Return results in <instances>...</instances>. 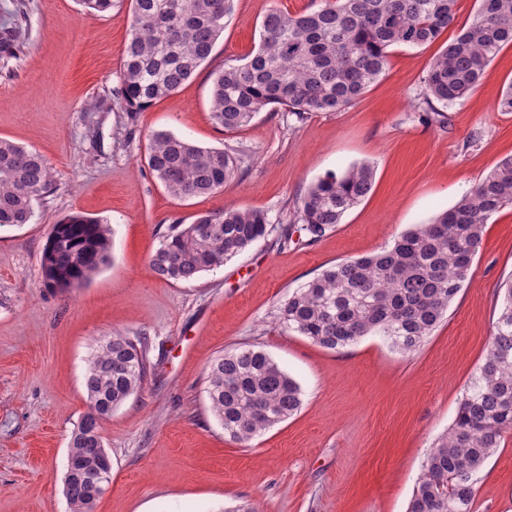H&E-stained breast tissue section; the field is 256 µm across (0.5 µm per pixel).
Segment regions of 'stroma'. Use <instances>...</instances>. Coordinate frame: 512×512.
Instances as JSON below:
<instances>
[{"mask_svg": "<svg viewBox=\"0 0 512 512\" xmlns=\"http://www.w3.org/2000/svg\"><path fill=\"white\" fill-rule=\"evenodd\" d=\"M19 1L28 46L0 61V138L38 151L58 189L36 204L32 223L0 231V512H69L63 478L87 410V360L114 331L148 337L149 368L102 423L112 482L95 512H223L243 502L260 512H406L498 317L499 285L512 276V205L490 218L462 290L414 355L377 335L329 351L274 315L325 268L429 222L512 155V112L498 107L512 85V46L466 99L426 120L421 78L478 8L458 0L456 26L428 45L392 47L385 73L352 105L301 121L265 110L227 133L210 119L213 72L259 44L271 9L300 14L313 0H235L209 60L134 115L112 94L130 0L106 15L81 0H0V24ZM157 131L233 151L239 176L208 196H170L147 164ZM355 163L374 168L370 194L317 242L281 245L309 187ZM227 206L264 210L268 234L190 282L152 272L169 225ZM73 213L108 221L111 260L80 287L45 288L48 236ZM250 346L299 383L302 406L236 442L208 407V372L216 357ZM476 488L474 512H512V433Z\"/></svg>", "mask_w": 512, "mask_h": 512, "instance_id": "obj_1", "label": "stroma"}]
</instances>
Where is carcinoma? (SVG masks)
I'll return each instance as SVG.
<instances>
[{
  "label": "carcinoma",
  "mask_w": 512,
  "mask_h": 512,
  "mask_svg": "<svg viewBox=\"0 0 512 512\" xmlns=\"http://www.w3.org/2000/svg\"><path fill=\"white\" fill-rule=\"evenodd\" d=\"M462 27L430 64L420 98L430 112L465 99L485 69L512 45V0H478ZM457 0H320L292 15L273 8L258 48L213 73L211 119L239 131L268 108L302 119L357 101L385 73L388 49L434 41L457 20ZM233 0H131L129 37L116 90L129 112H144L178 90L209 59L224 33ZM28 40L26 12L16 5L0 32V52L17 56ZM148 166L178 199L221 191L238 173L237 157L168 132L152 135ZM373 170L352 165L318 180L301 199L297 233L316 242L371 191ZM56 187L43 157L0 139V229L28 224L34 204ZM512 204V157L469 194L427 224H416L370 255L336 263L285 298L278 323L331 351L377 333L400 353L418 352L460 293L485 225ZM267 213L228 207L172 224L149 265L161 278L191 281L224 265L268 233ZM112 229L99 219L69 215L53 226L41 258L43 285L67 289L89 282L107 263ZM498 318L483 361L462 395L448 433L431 448L409 512H474L476 475L512 431V281L501 287ZM146 336L114 332L88 358L87 412L70 438L68 464L79 473L64 494L71 512H93L90 484L108 452L100 420L138 393L147 374ZM209 409L224 434L246 442L287 420L302 405L299 384L266 352L239 348L218 357L208 373Z\"/></svg>",
  "instance_id": "obj_1"
}]
</instances>
